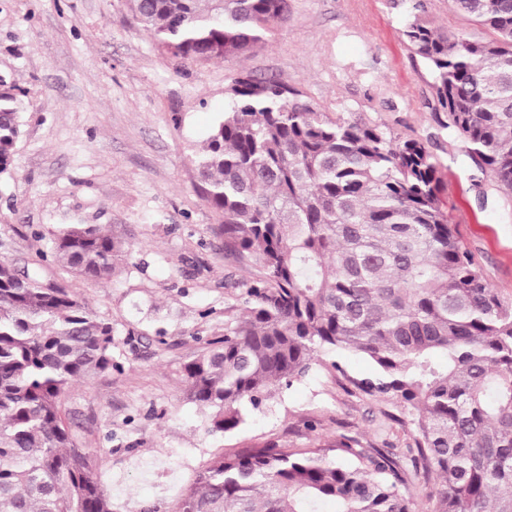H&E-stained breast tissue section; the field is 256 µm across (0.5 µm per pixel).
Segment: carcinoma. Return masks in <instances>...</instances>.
<instances>
[{
	"label": "carcinoma",
	"instance_id": "obj_1",
	"mask_svg": "<svg viewBox=\"0 0 512 512\" xmlns=\"http://www.w3.org/2000/svg\"><path fill=\"white\" fill-rule=\"evenodd\" d=\"M165 53L207 62L266 41L288 0H129ZM402 36L431 78L443 128L512 191V0H451L488 38L438 31L409 0ZM0 82V176L23 126ZM198 158L224 246L260 267L241 301L184 366L210 429L246 423L272 389L321 356L369 360L356 386L416 411L415 472L438 483L426 512H512V306L460 243L439 200L437 158L417 139L332 120L302 93L239 76ZM130 254L95 224L59 225L54 261L99 284ZM112 324L38 272L0 263V512H112L91 454L64 425L72 383L112 370ZM253 448L197 472L176 512H417L404 471L378 450Z\"/></svg>",
	"mask_w": 512,
	"mask_h": 512
}]
</instances>
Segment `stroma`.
<instances>
[{
  "mask_svg": "<svg viewBox=\"0 0 512 512\" xmlns=\"http://www.w3.org/2000/svg\"><path fill=\"white\" fill-rule=\"evenodd\" d=\"M264 45L203 63L159 50L127 0H0V75L16 84L24 133L0 178V262L39 271L113 328L111 372L61 397L112 512H174L197 471L249 448L395 454L417 508L433 479L415 476L408 410L361 392L371 364L325 357L303 381L273 390L238 430L211 433L185 364L240 317L255 261L224 250L222 218L203 198L197 158L239 74L304 93L331 119L419 138L439 160L440 199L456 234L512 305V194L441 127L430 78L401 34L404 0H288ZM96 224L132 250L108 285L50 260L61 224Z\"/></svg>",
  "mask_w": 512,
  "mask_h": 512,
  "instance_id": "stroma-1",
  "label": "stroma"
}]
</instances>
